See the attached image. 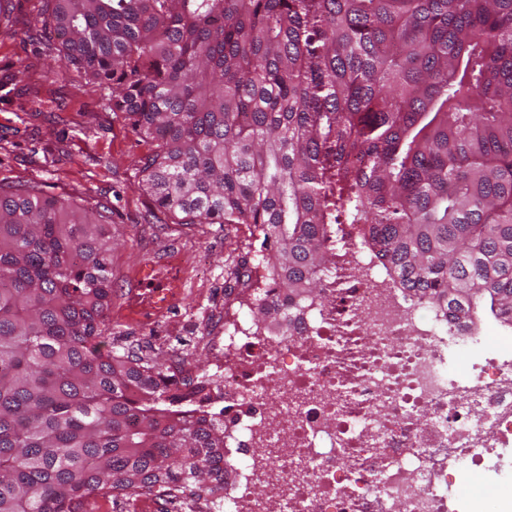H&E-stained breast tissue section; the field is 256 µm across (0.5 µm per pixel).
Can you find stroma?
<instances>
[{"label":"stroma","instance_id":"stroma-1","mask_svg":"<svg viewBox=\"0 0 512 512\" xmlns=\"http://www.w3.org/2000/svg\"><path fill=\"white\" fill-rule=\"evenodd\" d=\"M150 142L135 135L96 84L63 59L47 0H0V184L36 182L46 196L108 210L112 304L102 348L186 357L209 369L201 311L224 297V266L238 252L243 224H179L156 208L139 168ZM178 285L177 303L134 321L126 314L138 269Z\"/></svg>","mask_w":512,"mask_h":512}]
</instances>
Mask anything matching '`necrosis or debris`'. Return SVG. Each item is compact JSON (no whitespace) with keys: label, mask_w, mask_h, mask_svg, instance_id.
Wrapping results in <instances>:
<instances>
[{"label":"necrosis or debris","mask_w":512,"mask_h":512,"mask_svg":"<svg viewBox=\"0 0 512 512\" xmlns=\"http://www.w3.org/2000/svg\"><path fill=\"white\" fill-rule=\"evenodd\" d=\"M348 311L365 339L353 366L336 349V311L308 306L269 329L261 288H237L207 324L211 370L185 401L221 406L239 467L230 488L181 492L183 512H449L453 489L512 446V340L490 348L398 293L370 254L352 249ZM352 384L355 409L341 406Z\"/></svg>","instance_id":"necrosis-or-debris-1"}]
</instances>
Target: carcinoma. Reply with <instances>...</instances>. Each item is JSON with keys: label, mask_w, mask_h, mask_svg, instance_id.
I'll return each mask as SVG.
<instances>
[{"label": "carcinoma", "mask_w": 512, "mask_h": 512, "mask_svg": "<svg viewBox=\"0 0 512 512\" xmlns=\"http://www.w3.org/2000/svg\"><path fill=\"white\" fill-rule=\"evenodd\" d=\"M63 59L151 142L142 187L184 224H247L324 297L341 225L450 323L512 326V0H53ZM105 215L0 189V512L207 491L224 425L159 358L100 348ZM258 312L286 318L275 301Z\"/></svg>", "instance_id": "1"}]
</instances>
